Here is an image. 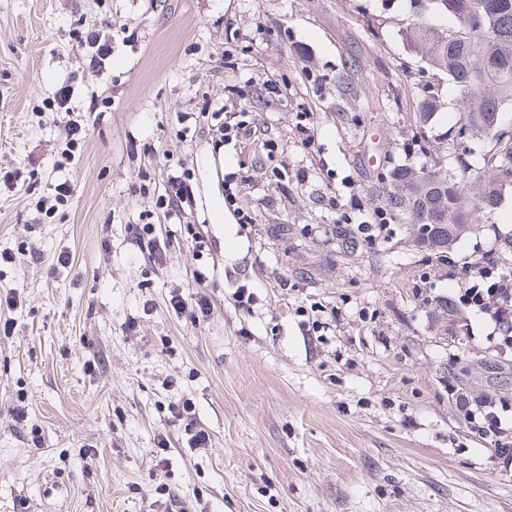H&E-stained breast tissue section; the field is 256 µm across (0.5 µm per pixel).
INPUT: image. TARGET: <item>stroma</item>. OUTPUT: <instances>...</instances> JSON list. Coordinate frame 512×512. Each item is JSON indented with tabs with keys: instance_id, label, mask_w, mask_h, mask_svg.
I'll list each match as a JSON object with an SVG mask.
<instances>
[{
	"instance_id": "35a3bbf8",
	"label": "stroma",
	"mask_w": 512,
	"mask_h": 512,
	"mask_svg": "<svg viewBox=\"0 0 512 512\" xmlns=\"http://www.w3.org/2000/svg\"><path fill=\"white\" fill-rule=\"evenodd\" d=\"M407 18V0H0V512H512L456 404H512V353L463 307L440 332L429 304L512 244V187L444 260L401 216L372 245L357 230L394 168L458 153L459 92ZM91 30L112 40L99 78ZM209 104L243 113L237 143L186 130ZM171 173L195 195L179 221L155 206ZM181 398L211 447L171 424ZM83 65L93 76H100L105 69V61L112 56V41L101 39L99 34L87 33L82 42Z\"/></svg>"
}]
</instances>
